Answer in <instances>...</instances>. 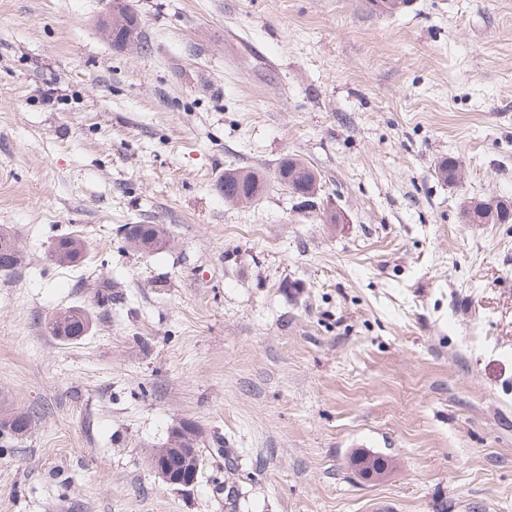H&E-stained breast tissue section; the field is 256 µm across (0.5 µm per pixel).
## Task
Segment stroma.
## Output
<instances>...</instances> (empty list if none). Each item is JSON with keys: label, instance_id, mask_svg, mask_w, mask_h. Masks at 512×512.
Returning a JSON list of instances; mask_svg holds the SVG:
<instances>
[{"label": "stroma", "instance_id": "obj_1", "mask_svg": "<svg viewBox=\"0 0 512 512\" xmlns=\"http://www.w3.org/2000/svg\"><path fill=\"white\" fill-rule=\"evenodd\" d=\"M128 3L119 49L109 0H0V229L26 254L0 273V411L32 417L0 434V512H512V224L462 221L512 201V0ZM233 168L261 199L225 203ZM72 306L91 327L63 342ZM184 422L189 491L149 465ZM108 34L112 37V44L117 46L118 48H125L124 43L126 41L129 45L135 44V42H140V30H138V25L136 22V18L131 10L128 8V5L125 3L123 11L118 15H112L110 23L106 26ZM130 33V39L126 38V34ZM289 165L295 167L298 172V180L300 182L301 188L306 189H317L318 183H317V173L315 172L314 168L307 162L295 158V157H287L280 161L278 167H277V175L279 174L283 175L284 169H288ZM304 165H307L310 167L309 170L305 169ZM229 176L235 178V181L229 180ZM219 190L224 194L225 201L233 202V198L237 195L236 202L247 203L250 200L245 196L250 193L253 197L252 201L259 199L265 190V184L261 176L254 171L228 169L224 172V178L221 179ZM125 238L130 240V245L139 253L147 254L149 252L154 251L161 244L158 242H153L152 240H141L133 238H142V239H153L157 240H165V230L160 224H131L126 225L124 228ZM81 326L85 328V332L87 333L90 329V318L88 314L79 308H68L64 311L59 312L54 317H52L48 323H47V329L48 331L55 337L59 338L60 340L69 342L74 341L67 338V336H60L57 334V330H61L63 333L66 332V330H77L76 332L80 331ZM85 333V334H86ZM32 418L24 412H15L3 415L0 418V431H7L15 437H22L28 434L31 429Z\"/></svg>", "mask_w": 512, "mask_h": 512}]
</instances>
